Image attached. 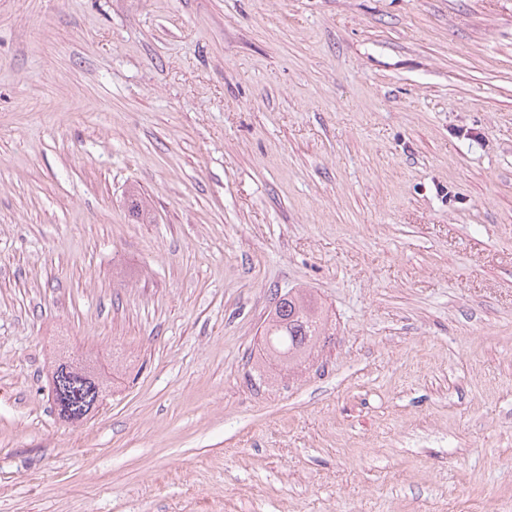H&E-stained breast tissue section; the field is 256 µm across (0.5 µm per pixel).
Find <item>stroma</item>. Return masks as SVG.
Listing matches in <instances>:
<instances>
[{"label": "stroma", "mask_w": 512, "mask_h": 512, "mask_svg": "<svg viewBox=\"0 0 512 512\" xmlns=\"http://www.w3.org/2000/svg\"><path fill=\"white\" fill-rule=\"evenodd\" d=\"M0 512H512V0H0ZM327 318L321 306L301 290L282 295L262 332L265 355L286 367L305 361L324 336ZM53 368L59 367V369L64 370V374L67 376V372L79 374L85 378H87L89 381L93 382L96 385V389H91L89 392V397H92V401L90 404V412L93 410H99L101 407L104 398H105V391L102 389L101 386V379L98 373L94 370L93 367H91L88 364L80 363V362H74L70 359H68L65 355L59 356V358L55 361V363L52 365Z\"/></svg>", "instance_id": "1"}]
</instances>
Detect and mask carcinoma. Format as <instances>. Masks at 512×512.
<instances>
[{
	"label": "carcinoma",
	"mask_w": 512,
	"mask_h": 512,
	"mask_svg": "<svg viewBox=\"0 0 512 512\" xmlns=\"http://www.w3.org/2000/svg\"><path fill=\"white\" fill-rule=\"evenodd\" d=\"M326 317L321 306L301 290L288 291L276 302L262 332L265 355L285 366L305 361L324 335Z\"/></svg>",
	"instance_id": "1"
}]
</instances>
